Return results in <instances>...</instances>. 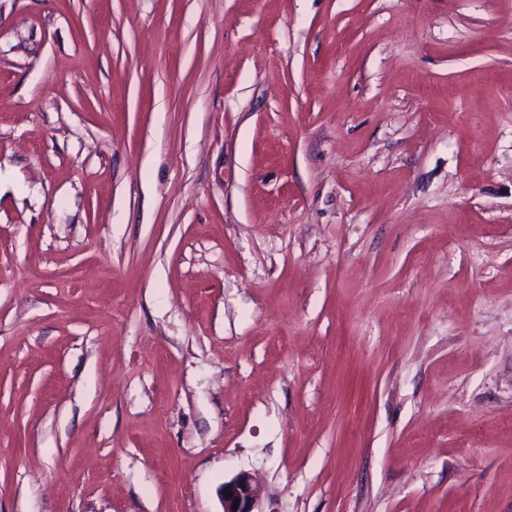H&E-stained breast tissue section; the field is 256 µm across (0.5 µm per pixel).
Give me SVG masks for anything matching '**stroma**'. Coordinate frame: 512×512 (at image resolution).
<instances>
[{
	"instance_id": "1",
	"label": "stroma",
	"mask_w": 512,
	"mask_h": 512,
	"mask_svg": "<svg viewBox=\"0 0 512 512\" xmlns=\"http://www.w3.org/2000/svg\"><path fill=\"white\" fill-rule=\"evenodd\" d=\"M512 512V0H0V512ZM260 493L261 490L251 474L247 471H240L228 481H224L220 488L223 508L221 512H262L257 510ZM226 494H231V497H226ZM235 500H239L237 510L233 508Z\"/></svg>"
}]
</instances>
